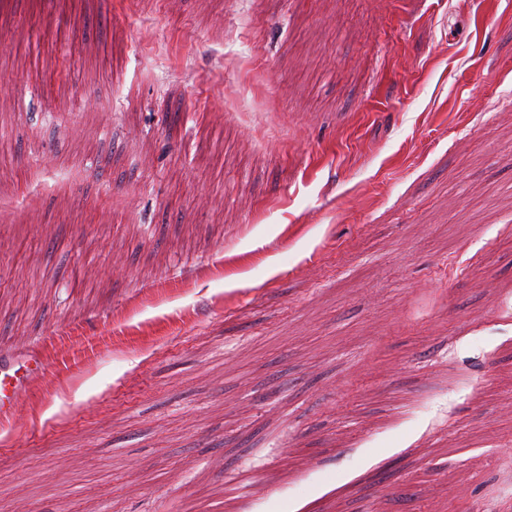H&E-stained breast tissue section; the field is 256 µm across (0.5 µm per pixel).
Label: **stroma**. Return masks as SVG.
Returning <instances> with one entry per match:
<instances>
[{"label":"stroma","mask_w":512,"mask_h":512,"mask_svg":"<svg viewBox=\"0 0 512 512\" xmlns=\"http://www.w3.org/2000/svg\"><path fill=\"white\" fill-rule=\"evenodd\" d=\"M0 73V512L512 491V0H0ZM18 369L11 375L0 369V416H12L17 410L22 395V381L38 378L44 373L45 364L39 357L22 359L17 362ZM23 371L21 376L19 372Z\"/></svg>","instance_id":"obj_1"}]
</instances>
